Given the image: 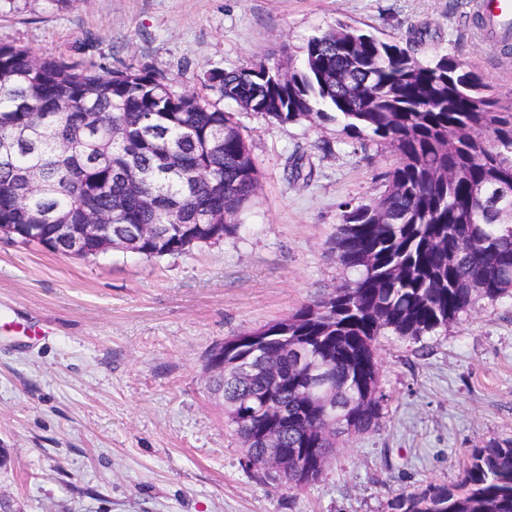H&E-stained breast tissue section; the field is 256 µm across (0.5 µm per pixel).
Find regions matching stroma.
I'll use <instances>...</instances> for the list:
<instances>
[{"label":"stroma","mask_w":512,"mask_h":512,"mask_svg":"<svg viewBox=\"0 0 512 512\" xmlns=\"http://www.w3.org/2000/svg\"><path fill=\"white\" fill-rule=\"evenodd\" d=\"M467 3L27 0L0 10V43L193 91L209 71L301 60L341 20L476 66L512 101V56ZM236 117L262 174L236 235L151 260L0 239V512H388L401 488L454 482L471 449L512 438V299L483 300L441 335L381 338V424L314 484L291 493L248 467L209 354L350 279L332 251L342 205L379 196L393 156L333 122Z\"/></svg>","instance_id":"obj_1"}]
</instances>
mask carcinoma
Segmentation results:
<instances>
[{
	"mask_svg": "<svg viewBox=\"0 0 512 512\" xmlns=\"http://www.w3.org/2000/svg\"><path fill=\"white\" fill-rule=\"evenodd\" d=\"M278 68L252 61L205 73L203 86L271 123L336 121L395 157L379 197L345 204L332 251L354 279L260 327L288 337V347L270 342L251 376L242 373L251 345L224 341L215 382L247 460L265 470L261 422L278 416L264 409L271 392L288 424L269 432L300 462L288 475V489L300 490L340 441L380 426V336L446 332L479 301L512 298V112L457 59L423 62L411 47L343 23L308 40L292 79ZM2 144L10 151H0V224L37 215L76 224L87 208L112 216L114 237L128 225H162L137 248L147 259L236 234L234 219L261 181L235 113L219 103L153 70L40 58L12 44H0ZM389 509L512 512V439L472 449L454 483L401 489Z\"/></svg>",
	"mask_w": 512,
	"mask_h": 512,
	"instance_id": "1",
	"label": "carcinoma"
}]
</instances>
